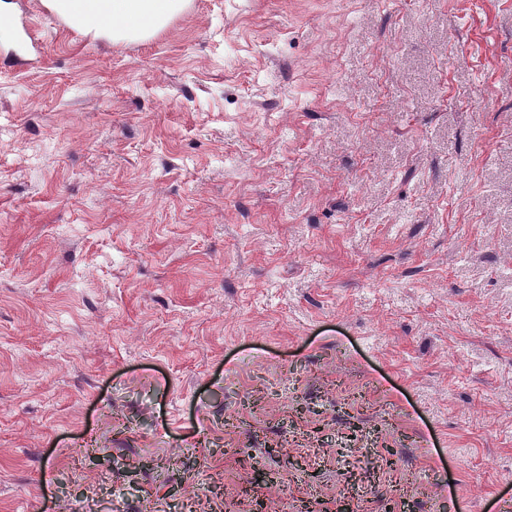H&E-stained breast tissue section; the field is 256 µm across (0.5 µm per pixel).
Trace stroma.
I'll return each mask as SVG.
<instances>
[{"instance_id": "35a3bbf8", "label": "stroma", "mask_w": 512, "mask_h": 512, "mask_svg": "<svg viewBox=\"0 0 512 512\" xmlns=\"http://www.w3.org/2000/svg\"><path fill=\"white\" fill-rule=\"evenodd\" d=\"M0 64V512L512 493V0H191Z\"/></svg>"}]
</instances>
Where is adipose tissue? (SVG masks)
<instances>
[{
    "label": "adipose tissue",
    "instance_id": "adipose-tissue-1",
    "mask_svg": "<svg viewBox=\"0 0 512 512\" xmlns=\"http://www.w3.org/2000/svg\"><path fill=\"white\" fill-rule=\"evenodd\" d=\"M187 6L188 0H62L64 11L94 36L105 30L118 37L153 35Z\"/></svg>",
    "mask_w": 512,
    "mask_h": 512
}]
</instances>
